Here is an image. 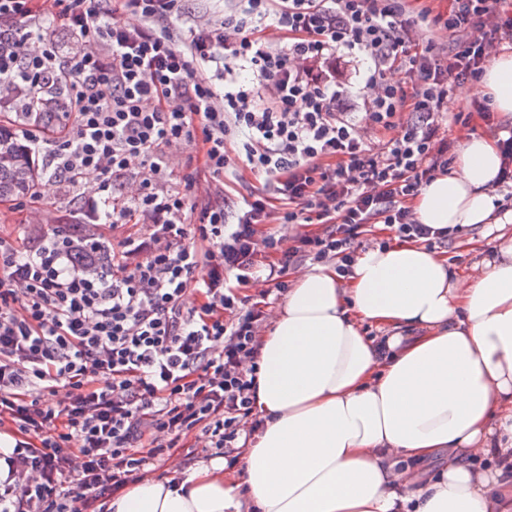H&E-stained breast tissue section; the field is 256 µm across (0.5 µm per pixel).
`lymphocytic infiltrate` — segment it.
<instances>
[{"instance_id":"lymphocytic-infiltrate-1","label":"lymphocytic infiltrate","mask_w":512,"mask_h":512,"mask_svg":"<svg viewBox=\"0 0 512 512\" xmlns=\"http://www.w3.org/2000/svg\"><path fill=\"white\" fill-rule=\"evenodd\" d=\"M238 2L217 28L186 20L184 0H0V101L63 80L58 107L75 127L29 148L49 147L55 178L81 198L31 245L0 236V428L16 440L0 512H107L178 450L235 462L265 319L240 295L251 275L265 270L280 293L306 260L349 275L378 224L446 237L410 203L451 162L455 88L480 85L512 40L502 0H453L445 15L410 0ZM53 23L76 48L59 47ZM346 57L363 64L364 90ZM395 68L410 87L388 80ZM180 145L205 174L178 191L167 182ZM237 157L267 187L233 218L224 177ZM129 176L140 193L126 199ZM273 220L318 229L286 238L264 232ZM130 222L148 234L113 241Z\"/></svg>"}]
</instances>
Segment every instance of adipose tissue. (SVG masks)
I'll list each match as a JSON object with an SVG mask.
<instances>
[{"instance_id":"ef3b65f1","label":"adipose tissue","mask_w":512,"mask_h":512,"mask_svg":"<svg viewBox=\"0 0 512 512\" xmlns=\"http://www.w3.org/2000/svg\"><path fill=\"white\" fill-rule=\"evenodd\" d=\"M483 84L512 123V51ZM495 139L464 133L455 170L411 207L434 229L497 230L470 271L405 239L295 279L260 340L262 423L237 468L148 479L110 512H512V210L491 194ZM376 327V336L365 326Z\"/></svg>"}]
</instances>
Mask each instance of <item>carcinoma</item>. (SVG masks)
<instances>
[{
    "label": "carcinoma",
    "mask_w": 512,
    "mask_h": 512,
    "mask_svg": "<svg viewBox=\"0 0 512 512\" xmlns=\"http://www.w3.org/2000/svg\"><path fill=\"white\" fill-rule=\"evenodd\" d=\"M52 105L42 96L25 101L15 119L29 126L48 125ZM38 171L16 132L0 123V200L25 196L33 192Z\"/></svg>",
    "instance_id": "cac0c4a2"
}]
</instances>
